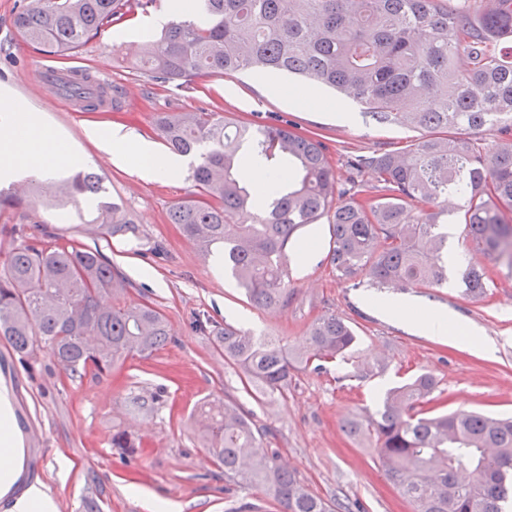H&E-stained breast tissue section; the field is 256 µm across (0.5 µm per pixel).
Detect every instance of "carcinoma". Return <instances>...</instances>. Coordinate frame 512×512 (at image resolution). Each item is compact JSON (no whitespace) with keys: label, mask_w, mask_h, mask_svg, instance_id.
Segmentation results:
<instances>
[{"label":"carcinoma","mask_w":512,"mask_h":512,"mask_svg":"<svg viewBox=\"0 0 512 512\" xmlns=\"http://www.w3.org/2000/svg\"><path fill=\"white\" fill-rule=\"evenodd\" d=\"M155 0H24L14 18L26 42L60 55L74 53L101 30L124 24ZM176 17L146 41L148 73L163 83L251 71L297 75L365 106L376 123L422 131L391 152L356 155L349 166L370 170L367 198H336L338 182L326 149L286 124L229 122L218 112H157L153 127L174 154L197 155L189 179L196 193L175 203L168 222L206 255L224 260L259 309L285 308L288 244L297 231L327 217L330 262L347 281L376 288H439L448 282L445 249L448 200L467 242L461 272L465 294H486L482 259L512 273V0H176ZM65 92L94 110L123 89L78 74ZM497 127L498 141L477 134ZM290 181L267 189L239 175L242 156ZM95 173L61 185L40 184L41 197L98 196ZM111 236H137L133 220L105 205L95 218ZM0 250V338L23 364L47 352L71 379L112 376L115 363L149 356L170 341L165 315L152 303L127 301L130 284L98 250L11 225ZM224 359L248 383L284 393L301 369L320 370L352 351L356 334L334 312L316 318L302 347L210 317L197 319ZM434 378L417 374L389 392L382 408L348 419L350 436L373 440L386 477L412 512H503L512 499V418L459 410L433 415L425 398ZM210 454L224 481L262 486L281 512H354L306 487L265 447L268 431L219 397L196 408Z\"/></svg>","instance_id":"carcinoma-1"}]
</instances>
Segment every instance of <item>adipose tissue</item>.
<instances>
[{"instance_id": "adipose-tissue-1", "label": "adipose tissue", "mask_w": 512, "mask_h": 512, "mask_svg": "<svg viewBox=\"0 0 512 512\" xmlns=\"http://www.w3.org/2000/svg\"><path fill=\"white\" fill-rule=\"evenodd\" d=\"M17 111V102L0 96V173H14L16 158L22 152L37 159L44 171L80 163V156L58 146L39 120H31L27 135L19 136ZM86 136L99 149L111 153L113 161L119 165L123 164L128 151H135L143 162V177L170 179L179 174L175 159L155 151L146 141L134 139L124 127L115 126L106 131L91 127ZM24 457L11 407V388L0 380V499L11 498V512H56L54 498L41 482L16 491L15 486L24 471Z\"/></svg>"}]
</instances>
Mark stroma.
<instances>
[{"label":"stroma","mask_w":512,"mask_h":512,"mask_svg":"<svg viewBox=\"0 0 512 512\" xmlns=\"http://www.w3.org/2000/svg\"><path fill=\"white\" fill-rule=\"evenodd\" d=\"M22 0H0V94L13 97L39 117L53 137L84 168L101 175L105 198L132 217L138 237L108 236L85 230L97 203L78 200L63 208L41 205L40 221L64 238L100 251L130 281L128 297L148 296L167 317L170 342L143 358L117 362L111 377L68 378L48 353L20 364L0 340V378L10 383L12 406L26 451L25 476L46 484L67 512H84L83 501L96 499L103 512H145L148 493L168 500L175 512H228L248 502L257 512H275L260 487L227 484L223 467L211 458L193 416L198 401L218 396L252 415L271 431L269 444L296 476L322 498L359 503L363 512H411L409 503L386 478L372 441L343 430L350 417L375 413L388 389L411 375L428 373L437 387L429 404L434 412L484 410L512 416V273L493 260L485 265L493 279L486 296L471 298L460 286L462 262L448 264V282L440 288L396 292L338 279L330 259L327 220L306 225L288 246V307L258 309L247 300L222 262L202 260L176 225L168 223L171 205L194 191L187 173L172 180H147L136 160L118 166L110 154L86 137L90 126L115 125L153 141L157 112H218L255 125L288 124L317 137L328 148L338 187L370 193V172L352 174L348 158L403 148L406 129L377 124L334 90L307 89L300 80L271 73L256 78L246 72L196 79L184 85L149 78L137 51L153 35L161 12L150 9L127 24L105 28L74 54L59 55L27 45L13 25ZM55 64L93 73L124 89L118 107L75 111L52 83L42 82L39 67ZM351 107L353 121L337 109ZM162 252H154L153 244ZM310 248L307 265L299 253ZM393 298L419 307L448 311L463 333L441 342L414 324L389 317L379 300ZM217 323L274 336L297 347L307 326L333 312L354 327L358 342L349 361L317 371L295 373L286 394H266L247 385L242 373L224 358L211 337L194 327L200 312ZM496 344L484 357L470 336ZM162 391L161 404L134 408L133 397ZM143 439L137 453L110 444L113 427Z\"/></svg>","instance_id":"stroma-1"}]
</instances>
